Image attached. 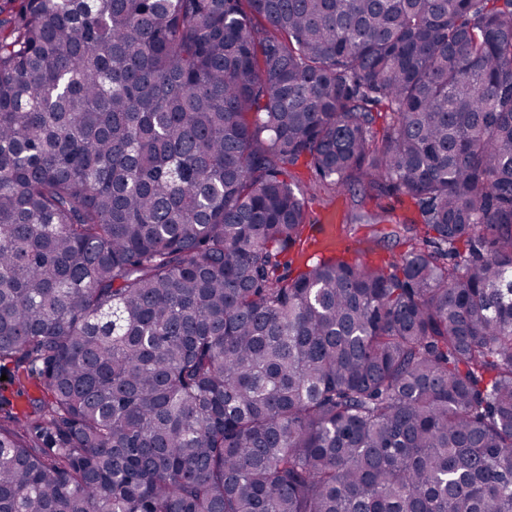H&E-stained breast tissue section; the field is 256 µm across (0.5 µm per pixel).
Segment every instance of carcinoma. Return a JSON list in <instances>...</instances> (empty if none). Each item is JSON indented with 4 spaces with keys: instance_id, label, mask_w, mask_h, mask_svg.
<instances>
[{
    "instance_id": "obj_1",
    "label": "carcinoma",
    "mask_w": 512,
    "mask_h": 512,
    "mask_svg": "<svg viewBox=\"0 0 512 512\" xmlns=\"http://www.w3.org/2000/svg\"><path fill=\"white\" fill-rule=\"evenodd\" d=\"M300 163L407 249L287 272ZM0 362V512H512V0H21ZM365 209L378 211L382 214L384 222L376 228L386 227L389 224H410L409 220H417V208L407 197H389L380 201L365 200L362 204ZM3 364L0 378L6 374L8 380L0 381V420L3 422L4 417L9 415L25 419L32 401L43 397V387L36 377L17 372L12 364Z\"/></svg>"
}]
</instances>
